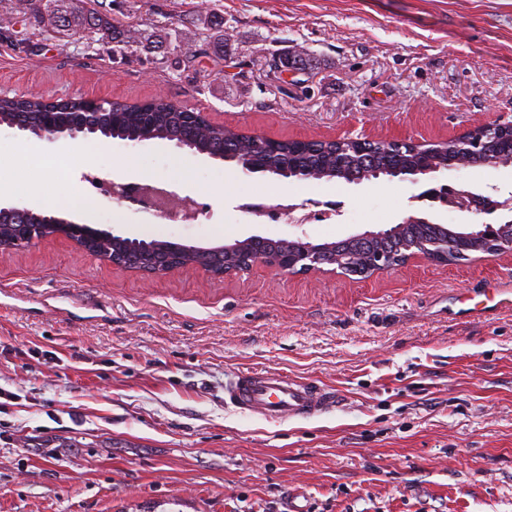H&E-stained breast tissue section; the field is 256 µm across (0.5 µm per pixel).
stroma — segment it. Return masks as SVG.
<instances>
[{
  "label": "stroma",
  "mask_w": 512,
  "mask_h": 512,
  "mask_svg": "<svg viewBox=\"0 0 512 512\" xmlns=\"http://www.w3.org/2000/svg\"><path fill=\"white\" fill-rule=\"evenodd\" d=\"M151 54L78 38L0 39V95L165 97L271 138H448L512 123V0H114ZM202 49L187 64L184 53ZM298 68H277L281 56ZM48 172L72 158L69 220L187 245L251 235L315 243L435 211L443 184L512 190V166L399 179L242 174L164 141L46 142L0 130V153ZM93 169L192 198L188 224L118 204ZM328 201V221L256 224L248 199ZM512 256L368 279L261 265L220 279L150 277L47 239L0 254V512H512ZM271 368L335 387L322 415L268 422L224 387Z\"/></svg>",
  "instance_id": "1"
}]
</instances>
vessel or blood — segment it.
Here are the masks:
<instances>
[{"label": "vessel or blood", "instance_id": "vessel-or-blood-1", "mask_svg": "<svg viewBox=\"0 0 512 512\" xmlns=\"http://www.w3.org/2000/svg\"><path fill=\"white\" fill-rule=\"evenodd\" d=\"M225 393L241 412L280 422L325 413L337 402L333 389L296 381L281 371L262 368L238 370Z\"/></svg>", "mask_w": 512, "mask_h": 512}]
</instances>
